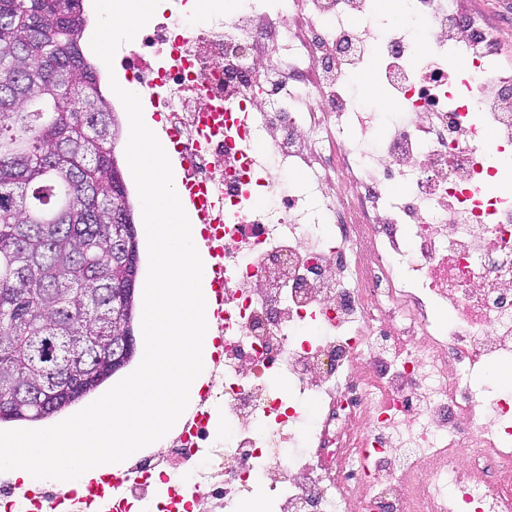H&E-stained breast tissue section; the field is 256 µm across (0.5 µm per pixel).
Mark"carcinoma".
<instances>
[{"mask_svg": "<svg viewBox=\"0 0 512 512\" xmlns=\"http://www.w3.org/2000/svg\"><path fill=\"white\" fill-rule=\"evenodd\" d=\"M81 4L0 0V407L18 384L41 394L17 420L53 416L62 387L111 378L112 336L136 312L132 210L112 223L121 128L81 50Z\"/></svg>", "mask_w": 512, "mask_h": 512, "instance_id": "cac0c4a2", "label": "carcinoma"}]
</instances>
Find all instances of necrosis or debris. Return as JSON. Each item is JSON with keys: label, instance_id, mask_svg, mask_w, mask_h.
Returning a JSON list of instances; mask_svg holds the SVG:
<instances>
[{"label": "necrosis or debris", "instance_id": "4bbe7bcc", "mask_svg": "<svg viewBox=\"0 0 512 512\" xmlns=\"http://www.w3.org/2000/svg\"><path fill=\"white\" fill-rule=\"evenodd\" d=\"M203 0L145 26L133 80L209 202L217 401L151 512H512V76L449 0ZM460 60L448 69V58ZM374 70L381 102L359 103ZM400 125L379 131L383 113Z\"/></svg>", "mask_w": 512, "mask_h": 512}]
</instances>
